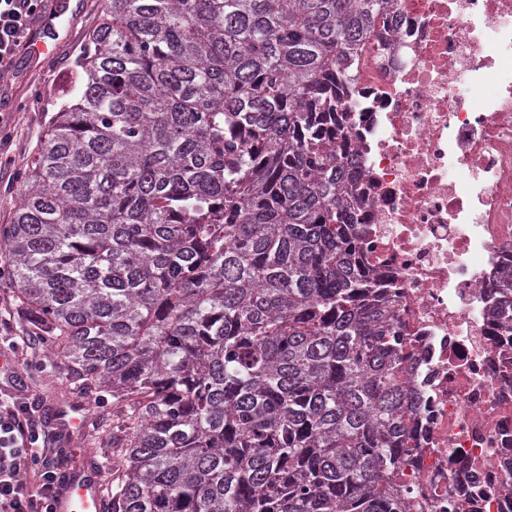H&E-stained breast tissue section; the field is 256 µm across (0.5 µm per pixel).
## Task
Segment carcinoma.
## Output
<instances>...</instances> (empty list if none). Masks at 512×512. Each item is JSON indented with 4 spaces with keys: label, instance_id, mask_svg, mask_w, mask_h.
Listing matches in <instances>:
<instances>
[{
    "label": "carcinoma",
    "instance_id": "obj_1",
    "mask_svg": "<svg viewBox=\"0 0 512 512\" xmlns=\"http://www.w3.org/2000/svg\"><path fill=\"white\" fill-rule=\"evenodd\" d=\"M395 8L103 0L0 251L59 393H112L107 512L405 508L412 354L363 303L336 163Z\"/></svg>",
    "mask_w": 512,
    "mask_h": 512
}]
</instances>
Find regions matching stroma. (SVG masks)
<instances>
[{
  "label": "stroma",
  "mask_w": 512,
  "mask_h": 512,
  "mask_svg": "<svg viewBox=\"0 0 512 512\" xmlns=\"http://www.w3.org/2000/svg\"><path fill=\"white\" fill-rule=\"evenodd\" d=\"M59 0H45V18L33 26L35 40L22 50L15 67L0 77V228L11 221L22 187V174L54 114L59 89L69 79V63L84 48L89 32L98 24L102 0H74L63 17H56ZM7 262L0 257V306L14 327L13 342H0V360L16 372V395L35 400L43 421L52 422L57 395L51 389L62 371L49 358L44 345L28 342L15 296L9 286ZM112 432V396L101 393L82 428L60 437L56 444L67 471L94 470L103 494L112 491L115 472L108 436Z\"/></svg>",
  "instance_id": "35a3bbf8"
}]
</instances>
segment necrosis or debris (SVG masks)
Wrapping results in <instances>:
<instances>
[{
    "instance_id": "obj_1",
    "label": "necrosis or debris",
    "mask_w": 512,
    "mask_h": 512,
    "mask_svg": "<svg viewBox=\"0 0 512 512\" xmlns=\"http://www.w3.org/2000/svg\"><path fill=\"white\" fill-rule=\"evenodd\" d=\"M387 41L358 61L347 138L356 259L421 397L402 494L408 512H512V336L488 314L512 271V0H398Z\"/></svg>"
}]
</instances>
